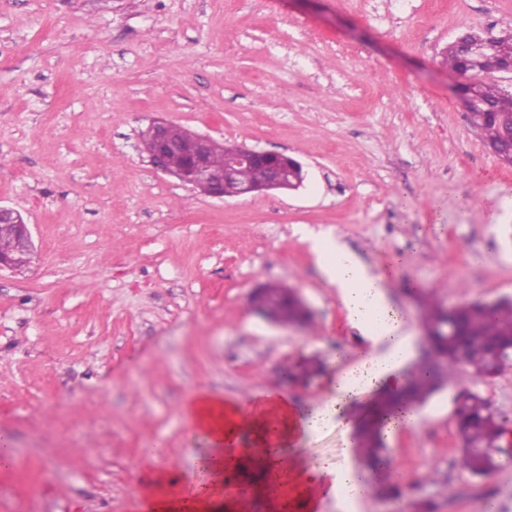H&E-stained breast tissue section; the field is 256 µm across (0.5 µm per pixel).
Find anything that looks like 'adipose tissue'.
<instances>
[{"label":"adipose tissue","mask_w":512,"mask_h":512,"mask_svg":"<svg viewBox=\"0 0 512 512\" xmlns=\"http://www.w3.org/2000/svg\"><path fill=\"white\" fill-rule=\"evenodd\" d=\"M317 267L335 287L348 323L366 344L354 357L337 354L341 368L321 400L299 406L288 395L271 392L232 401L207 391L196 393L184 411L205 442L197 458L202 475L193 485H177L157 469L141 480L143 512H215L214 498L222 495L228 477L257 469L276 471L279 495L260 485L259 499L267 512H323L330 500H357L373 494L375 469L363 468L360 434L364 427L358 407L376 392L400 390L405 366L414 355L407 327L409 318L387 293L389 271H371L341 243L314 239ZM342 430L341 459L309 458L304 441L329 428Z\"/></svg>","instance_id":"1"}]
</instances>
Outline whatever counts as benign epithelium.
I'll return each instance as SVG.
<instances>
[{
	"label": "benign epithelium",
	"instance_id": "1",
	"mask_svg": "<svg viewBox=\"0 0 512 512\" xmlns=\"http://www.w3.org/2000/svg\"><path fill=\"white\" fill-rule=\"evenodd\" d=\"M171 123L153 120L141 132L140 142L152 167L176 178L184 185H190L213 198L226 199L255 192L275 189H295L304 179L302 165L286 155L256 150L231 144L224 160V171L214 172L209 162L211 137L199 134L192 153L180 168L169 164V158L179 151V146L168 134ZM261 164L267 169V180L260 187L242 186L238 183V170L243 165ZM0 222L13 228L8 243H0V269H18L30 262L32 241L28 223L18 210L0 205ZM277 297V288L263 284L254 288L251 297L253 310L264 316L268 314V300Z\"/></svg>",
	"mask_w": 512,
	"mask_h": 512
}]
</instances>
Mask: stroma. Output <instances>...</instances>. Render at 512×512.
<instances>
[{"label":"stroma","mask_w":512,"mask_h":512,"mask_svg":"<svg viewBox=\"0 0 512 512\" xmlns=\"http://www.w3.org/2000/svg\"><path fill=\"white\" fill-rule=\"evenodd\" d=\"M465 28H512V0H0V204L34 253L0 270V512H141L143 450L193 476L203 448L183 412L227 399L324 397L337 354L363 339L320 275L328 235L418 314L512 297V167L485 146L442 51ZM297 160L304 181L222 201L155 171L153 119ZM295 289L310 326L249 305ZM321 355L304 384L294 365ZM448 385L387 441L408 512L512 507V456L460 472Z\"/></svg>","instance_id":"1"}]
</instances>
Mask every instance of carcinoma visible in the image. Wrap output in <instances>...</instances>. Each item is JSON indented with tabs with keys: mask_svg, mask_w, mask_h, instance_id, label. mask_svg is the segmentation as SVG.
<instances>
[{
	"mask_svg": "<svg viewBox=\"0 0 512 512\" xmlns=\"http://www.w3.org/2000/svg\"><path fill=\"white\" fill-rule=\"evenodd\" d=\"M512 54V30L490 35L474 55H464L448 45L443 50L448 69L469 75L477 85L481 104L470 109L471 120L482 135L487 147L503 144L507 122L512 116V92L495 79L501 72L500 60ZM238 180L243 184L258 185L266 180V170L258 165L240 169ZM273 316L282 323L294 322L299 311L281 293L272 307ZM422 324L423 341L434 351L436 358H422L407 372L404 390L394 396L382 395L377 401V414L390 415L403 404L416 406L426 403L445 384L484 379L488 372L484 350L512 336V299L502 298L494 303L480 301L460 304L449 314L443 303L427 295L424 297ZM460 432L458 454L454 465L475 476L485 478L500 466L493 446L502 432V420L483 396L472 392L455 410ZM363 461L374 466L386 460L385 446L375 424H369L361 435Z\"/></svg>",
	"mask_w": 512,
	"mask_h": 512,
	"instance_id": "carcinoma-1",
	"label": "carcinoma"
}]
</instances>
